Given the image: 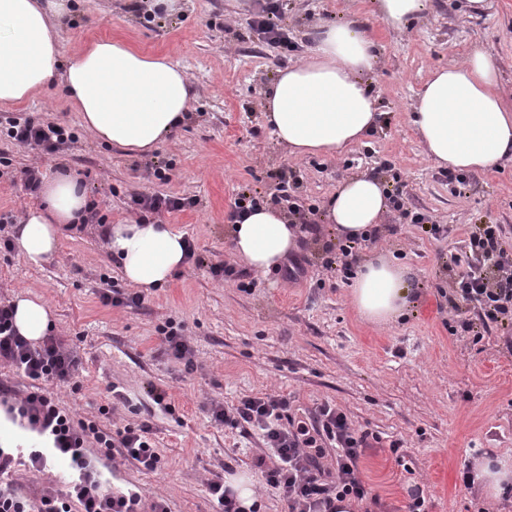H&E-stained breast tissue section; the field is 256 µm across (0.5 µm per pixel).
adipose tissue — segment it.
Wrapping results in <instances>:
<instances>
[{"instance_id": "1", "label": "adipose tissue", "mask_w": 512, "mask_h": 512, "mask_svg": "<svg viewBox=\"0 0 512 512\" xmlns=\"http://www.w3.org/2000/svg\"><path fill=\"white\" fill-rule=\"evenodd\" d=\"M70 0H0V105L31 100L63 75L83 126L97 139L132 153L154 151L183 121L193 93L186 71L119 38L80 46L64 58L59 21ZM379 60L377 42L359 18L321 26L308 56L277 70L263 96L264 118L297 158L334 157L361 143L381 114L369 76ZM415 134L425 155L451 171L479 173L512 162V103L500 75L478 46L462 60L433 70L415 106ZM41 207L21 219L15 246L32 267L58 249L60 228L81 223L87 191L77 175L45 180ZM390 199L367 173L342 180L327 204V221L345 238L365 236L383 223ZM298 229L284 212L259 205L231 227L236 261L262 273L283 265L297 245ZM109 249L125 280L144 291L164 287L183 268L184 235L155 220L111 225ZM411 271L378 254L359 268L350 302L364 322L396 324L412 304ZM15 324L36 342L51 317L41 296L15 298ZM480 495L500 499L512 491V459H485L473 467Z\"/></svg>"}]
</instances>
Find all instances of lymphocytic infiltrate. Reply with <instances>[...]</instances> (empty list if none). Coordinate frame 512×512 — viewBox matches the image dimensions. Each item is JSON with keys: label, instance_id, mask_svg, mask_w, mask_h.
<instances>
[{"label": "lymphocytic infiltrate", "instance_id": "obj_1", "mask_svg": "<svg viewBox=\"0 0 512 512\" xmlns=\"http://www.w3.org/2000/svg\"><path fill=\"white\" fill-rule=\"evenodd\" d=\"M7 135L18 145L48 154L68 141L61 125L32 119L10 122ZM501 233L497 224L476 225L469 245L483 263L456 283L459 296L478 302L483 310L480 320L458 321L462 332L473 336L491 323L512 330V256L502 247ZM13 315V305L0 302V362L21 371L34 386L7 410L18 413L28 430L48 437L52 445L25 455L0 447V477L10 476L23 458L36 471L56 460L65 462L68 471L64 489L43 490L33 502L13 486L0 487V512H168L164 500H147L142 490L109 491L103 471V459L116 455L146 470L158 469L161 456L149 436L150 423L128 424L112 433L91 422L74 423L46 385L74 379L80 366L76 351L54 335L29 343L16 332ZM291 407L288 396L266 394L242 397L229 409L215 404L210 412L217 424L261 431L267 451L255 464L266 485L283 496L288 512H336L339 502L368 499L371 489L358 471L369 446L368 432L352 428L346 414L328 403L305 418L293 417ZM90 437L102 457L88 455L85 442Z\"/></svg>", "mask_w": 512, "mask_h": 512}]
</instances>
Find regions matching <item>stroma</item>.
Segmentation results:
<instances>
[{"label":"stroma","instance_id":"obj_1","mask_svg":"<svg viewBox=\"0 0 512 512\" xmlns=\"http://www.w3.org/2000/svg\"><path fill=\"white\" fill-rule=\"evenodd\" d=\"M129 2L77 0L59 39L69 55L79 45L119 37L187 69L194 84L188 112L154 152L139 156L96 139L59 84L23 105L0 107V116L55 122L75 136L51 155L0 131V213L18 217L39 205V195L27 192L19 177L34 165L48 177L81 175L106 217L102 225L64 228L41 267L28 266L18 253H0V299L31 292L46 301L53 335L68 340L81 361L74 383L49 386L75 419L108 432L149 419L161 468L119 462L113 487L138 486L165 499L169 512H216L208 482L245 475L260 512H285L253 466L265 450L260 431L218 425L209 411L214 403L229 409L240 397L275 393L302 410L336 405L353 428L378 436L359 460L362 479L379 498L369 512H407L414 487L423 492L426 512H512V503L492 506L460 478L476 460L512 456V334L493 323L477 338L452 332L448 311L471 260L474 225H500L503 246L512 251V164L469 174L464 193L454 192L447 170L425 156L410 127L431 70L472 46L492 56L512 88V0H485L478 11L468 0H428L424 16L403 33L375 16L372 0H287L295 46L289 53L251 28L254 0H180L177 12L150 20ZM353 14L380 46L372 85L381 121L342 157L295 158L264 121L263 92L280 56L296 60L318 25ZM158 162L169 167L166 179L147 174ZM290 168L304 204L324 207L343 178L374 172L383 182H398L410 210L447 225V235L434 239L394 217L360 252L362 262L383 251L412 269L414 304L397 325L360 320L349 284L323 270V246L337 237L332 225L323 236L299 241L295 254L307 264L296 279L280 267L258 275L237 264L228 224L236 194L248 187L272 203L273 172ZM134 192L195 199L194 207L162 219L193 240L205 264L186 265L141 306L106 305L107 282L131 289L112 258L106 227L130 218L126 202ZM214 265L231 267L232 278L213 277ZM253 279L254 290H241ZM169 321L184 325L193 367L164 351L158 328ZM151 383L166 391L172 412L148 397ZM394 440L403 443L397 456L388 448Z\"/></svg>","mask_w":512,"mask_h":512}]
</instances>
